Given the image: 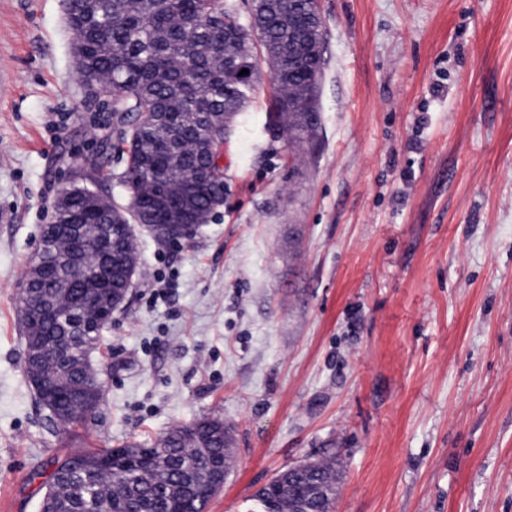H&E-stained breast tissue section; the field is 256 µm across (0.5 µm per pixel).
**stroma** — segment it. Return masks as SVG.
Returning a JSON list of instances; mask_svg holds the SVG:
<instances>
[{
  "instance_id": "stroma-1",
  "label": "stroma",
  "mask_w": 512,
  "mask_h": 512,
  "mask_svg": "<svg viewBox=\"0 0 512 512\" xmlns=\"http://www.w3.org/2000/svg\"><path fill=\"white\" fill-rule=\"evenodd\" d=\"M65 8L0 0V512H40L75 449L203 417L235 458L207 512L328 456L334 512H512V0H320L315 130L292 140L261 87L190 245L138 232L101 406L64 429L23 372L18 297L105 118Z\"/></svg>"
}]
</instances>
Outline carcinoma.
<instances>
[{
  "label": "carcinoma",
  "mask_w": 512,
  "mask_h": 512,
  "mask_svg": "<svg viewBox=\"0 0 512 512\" xmlns=\"http://www.w3.org/2000/svg\"><path fill=\"white\" fill-rule=\"evenodd\" d=\"M67 23L79 45L80 84L94 82L112 94V138L100 140L89 179H111L104 155L124 161L118 184L135 200L144 224H193L224 202V179L215 174L220 156L209 151L207 116L231 120L254 93L248 19L234 0H68ZM255 25L262 34L267 81L276 107L294 139L310 122L300 113L315 111L317 89L307 77L288 72V9L260 8ZM243 69L248 73L239 75ZM64 223L84 226L82 241L63 227L43 230L47 277L22 291L39 300L25 321V348L34 343L74 350L45 360L38 402L60 408L70 423L86 420L97 398L92 353L106 323H98L97 288L107 263L119 273L139 261L135 235L112 232V244L99 237L110 223L98 196L72 181ZM224 457V421L205 418L175 428L151 444L84 448L53 463L46 478V512H205L223 485L213 464ZM298 478L283 471L258 491L272 498L278 512H296L300 483L317 482L333 491L312 499L314 512H332L340 470L336 458L313 462Z\"/></svg>",
  "instance_id": "1"
}]
</instances>
